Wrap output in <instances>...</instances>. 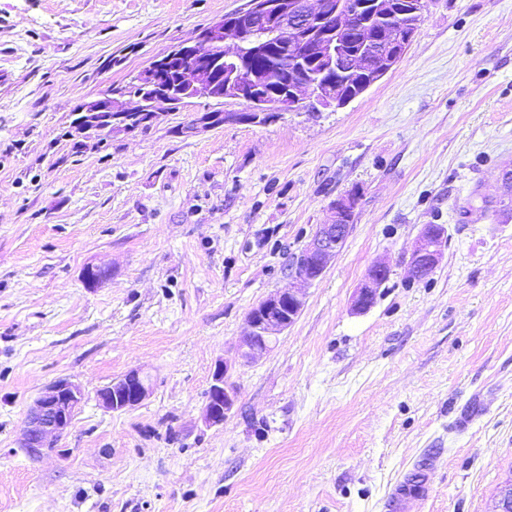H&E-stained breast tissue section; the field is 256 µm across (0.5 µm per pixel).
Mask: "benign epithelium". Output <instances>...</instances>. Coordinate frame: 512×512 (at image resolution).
<instances>
[{
    "mask_svg": "<svg viewBox=\"0 0 512 512\" xmlns=\"http://www.w3.org/2000/svg\"><path fill=\"white\" fill-rule=\"evenodd\" d=\"M424 0H251L250 5L217 19L194 39L184 42L139 72L141 99L129 108L121 98L104 93L82 104L78 123L87 132L122 127L123 118L146 105L153 112L172 110L188 99L242 101L248 115L239 112H203L194 125L215 127L227 123L263 124L281 111L345 107L386 76L401 60L423 15ZM386 21L370 30V18ZM278 48L276 69L285 75L284 88L269 94L266 80L249 65L251 55L266 45ZM326 69L362 76L358 91L340 84L320 82L307 71L309 62ZM358 194L349 191L331 203L332 220L317 227L308 244L291 261L293 283L269 296L247 315V330L240 338L242 356L248 360L269 350L288 329L304 306L303 287L319 279L336 258L348 235L345 215L354 212ZM441 224L425 225L408 263L412 279L435 271L446 244ZM390 267L374 264L354 299L353 309L365 312L375 303L379 288L390 278ZM228 366L216 363L202 411L207 426L224 424L235 405ZM148 377L132 369L97 394L101 407L119 412L140 405L150 393ZM84 401L81 387L61 379L34 401L27 415L24 444L38 450L54 446L70 426Z\"/></svg>",
    "mask_w": 512,
    "mask_h": 512,
    "instance_id": "1",
    "label": "benign epithelium"
}]
</instances>
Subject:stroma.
<instances>
[{"mask_svg":"<svg viewBox=\"0 0 512 512\" xmlns=\"http://www.w3.org/2000/svg\"><path fill=\"white\" fill-rule=\"evenodd\" d=\"M245 0H0V512H383L437 453L410 512H493L512 481V0H426L398 66L345 108L192 128L194 99L77 145L75 111ZM357 190L350 232L275 347L250 309ZM446 229L423 283L407 262ZM391 268L373 306L352 302ZM108 268L101 284L85 266ZM236 402L201 420L218 361ZM132 369L151 393L109 412ZM85 400L22 445L53 382ZM446 231L441 224L425 225L408 263L413 280L435 271L443 256ZM430 275L417 281H424ZM391 270L385 263H376L368 271L365 283L354 299L353 309L358 312H365L375 303L379 288L390 278ZM148 377L138 369H132L97 394L101 407L112 412L125 411L140 405L150 393ZM83 401L81 387L69 380L61 379L48 386L28 412L24 431L26 448L53 447L70 426ZM436 462L431 456L418 460L391 489L384 504L386 511L406 512L410 501L425 499L430 492Z\"/></svg>","mask_w":512,"mask_h":512,"instance_id":"stroma-1","label":"stroma"}]
</instances>
